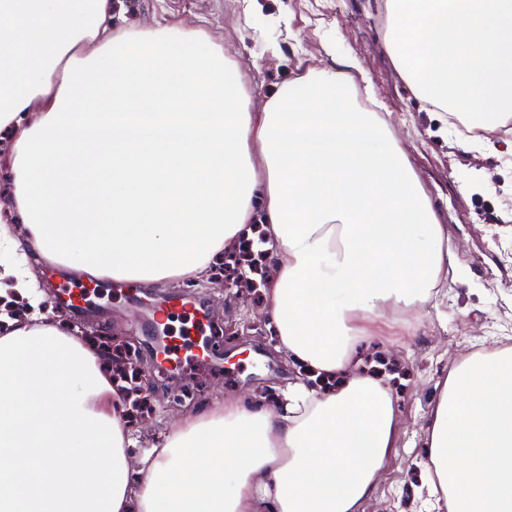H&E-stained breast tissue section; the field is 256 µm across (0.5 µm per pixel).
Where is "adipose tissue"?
<instances>
[{
  "instance_id": "adipose-tissue-1",
  "label": "adipose tissue",
  "mask_w": 512,
  "mask_h": 512,
  "mask_svg": "<svg viewBox=\"0 0 512 512\" xmlns=\"http://www.w3.org/2000/svg\"><path fill=\"white\" fill-rule=\"evenodd\" d=\"M0 132L28 249L117 281L207 272L263 227L265 307L311 374L231 398L132 453L128 398L95 344L46 315L0 335V512H358L395 445L364 325L419 311L456 265L370 79L348 54L252 111L222 47L142 30L119 0H0ZM436 512H512V346L464 357L427 426Z\"/></svg>"
}]
</instances>
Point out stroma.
<instances>
[{
    "instance_id": "35a3bbf8",
    "label": "stroma",
    "mask_w": 512,
    "mask_h": 512,
    "mask_svg": "<svg viewBox=\"0 0 512 512\" xmlns=\"http://www.w3.org/2000/svg\"><path fill=\"white\" fill-rule=\"evenodd\" d=\"M253 26L244 0H122L140 28L201 29L232 59L230 79L242 81L251 108L307 68L323 65L324 45L355 55L378 99L391 114L392 130L429 192L448 244L457 258L440 295L421 315L372 336L364 371L384 375L398 403L396 445L361 512H425L421 476L426 424L440 383L467 355L512 336V123L460 144L447 116L431 111L395 66L382 38L379 0H260ZM279 43L278 56L265 47ZM99 295L83 317L68 323L81 336L116 346L132 343L142 388L151 409L136 426L138 441L159 434L206 405L228 398L259 400L300 381L302 369L278 350L267 327L263 290L224 292L223 276L204 275L187 289L181 280L144 285L97 280ZM176 292L207 302L223 324L215 341L227 352L222 367L188 374L159 370L144 345L139 300Z\"/></svg>"
}]
</instances>
